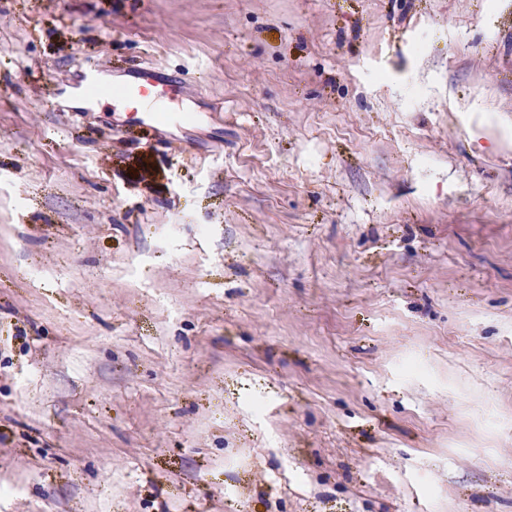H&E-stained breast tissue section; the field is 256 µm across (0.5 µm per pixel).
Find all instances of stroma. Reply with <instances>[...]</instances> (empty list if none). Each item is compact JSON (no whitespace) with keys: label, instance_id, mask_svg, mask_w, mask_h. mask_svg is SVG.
Returning <instances> with one entry per match:
<instances>
[{"label":"stroma","instance_id":"stroma-1","mask_svg":"<svg viewBox=\"0 0 512 512\" xmlns=\"http://www.w3.org/2000/svg\"><path fill=\"white\" fill-rule=\"evenodd\" d=\"M0 512H512V0H0ZM179 92L177 85L166 82L152 69L139 70L134 80L124 82L121 96L125 112L135 116L139 123L148 122L152 126L160 125L158 113L152 106L160 103L168 94Z\"/></svg>","mask_w":512,"mask_h":512}]
</instances>
